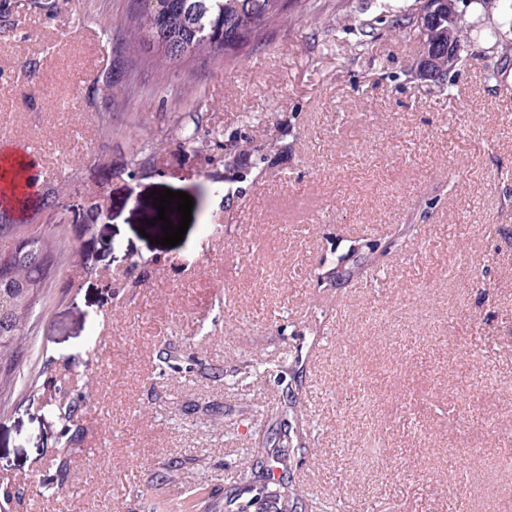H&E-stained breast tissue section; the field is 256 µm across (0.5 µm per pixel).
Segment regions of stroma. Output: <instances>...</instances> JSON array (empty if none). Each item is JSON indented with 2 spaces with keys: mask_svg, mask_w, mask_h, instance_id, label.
Here are the masks:
<instances>
[{
  "mask_svg": "<svg viewBox=\"0 0 512 512\" xmlns=\"http://www.w3.org/2000/svg\"><path fill=\"white\" fill-rule=\"evenodd\" d=\"M490 2L445 87L394 22L418 0H291L235 57L174 63L134 42L133 0H0V131L39 181L5 216L70 245L0 397L8 512H274L251 488L291 404L292 512H512V0ZM164 189L194 201L173 247Z\"/></svg>",
  "mask_w": 512,
  "mask_h": 512,
  "instance_id": "35a3bbf8",
  "label": "stroma"
}]
</instances>
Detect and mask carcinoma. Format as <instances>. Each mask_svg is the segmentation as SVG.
Wrapping results in <instances>:
<instances>
[{"label": "carcinoma", "instance_id": "cac0c4a2", "mask_svg": "<svg viewBox=\"0 0 512 512\" xmlns=\"http://www.w3.org/2000/svg\"><path fill=\"white\" fill-rule=\"evenodd\" d=\"M288 0H136L141 41L161 48L171 60L207 50L212 59L230 57L255 41L267 23L282 14ZM435 17L433 43L422 42V54L433 50L436 63L427 78L440 84L448 79V45H465L460 32L468 25L456 14L448 24V0H440ZM21 224H12L0 216V240L13 241L8 250L0 249V365L12 366L18 337L40 313L38 294L44 287V265L61 257L65 249L56 236L30 232L23 237ZM373 249L367 241L349 247L359 261L349 270L340 268L339 276H350L367 261L364 250ZM259 495L288 512L292 491L270 482L259 488Z\"/></svg>", "mask_w": 512, "mask_h": 512}]
</instances>
